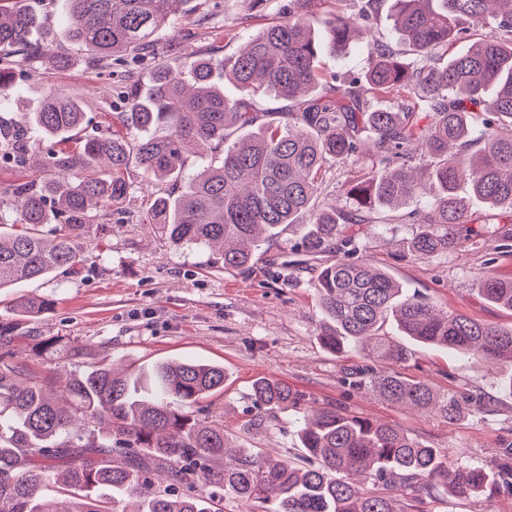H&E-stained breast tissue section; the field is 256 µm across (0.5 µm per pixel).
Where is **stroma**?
I'll return each mask as SVG.
<instances>
[{
	"instance_id": "35a3bbf8",
	"label": "stroma",
	"mask_w": 512,
	"mask_h": 512,
	"mask_svg": "<svg viewBox=\"0 0 512 512\" xmlns=\"http://www.w3.org/2000/svg\"><path fill=\"white\" fill-rule=\"evenodd\" d=\"M289 0H190L172 16L162 34L164 49L121 66L113 60L89 62L66 36L63 0H38L50 31L51 52L71 57L64 69L31 59L16 67L23 95L58 90L83 103L84 135L117 127L125 97L158 67L180 71L197 54L233 55L249 34L287 14ZM372 55L370 42L355 41L347 54L324 49L320 69L327 80L363 76ZM133 185L121 209L104 211L90 228L81 271L0 290V320H17V349L32 337H57L64 346L48 359L33 358L35 371L62 374L98 362L117 361L149 368L172 360L220 364L224 388L204 398L202 407L223 421L235 447L256 448L291 460L298 448L301 414L284 409L258 430L249 429L255 378L270 375L304 391L318 406H334L394 424L432 447L449 464L495 468L501 449L512 446V363L478 368L469 356L443 348L410 344L401 372L457 397L490 401L485 412H468L454 423L386 403L352 388L345 370L360 363L358 352L339 357L320 343L323 315L314 290L319 270L299 250L297 228L262 243L248 270H228L208 248L171 247L144 216L153 196L176 192L175 183L141 186L142 171L131 167ZM470 213L484 236L466 240L448 254L421 259L410 242L417 226L410 206L388 209L375 223L357 225L356 258L386 270L406 294H423L439 306L467 313L493 326L512 328V311L478 295L482 271L512 276V224L499 221L496 208L472 202ZM50 299L51 310L19 320L13 305L22 295ZM435 512H512V494L494 501L482 496L440 497Z\"/></svg>"
}]
</instances>
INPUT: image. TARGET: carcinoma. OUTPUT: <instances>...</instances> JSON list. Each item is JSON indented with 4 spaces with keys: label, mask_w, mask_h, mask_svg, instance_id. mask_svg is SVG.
<instances>
[{
    "label": "carcinoma",
    "mask_w": 512,
    "mask_h": 512,
    "mask_svg": "<svg viewBox=\"0 0 512 512\" xmlns=\"http://www.w3.org/2000/svg\"><path fill=\"white\" fill-rule=\"evenodd\" d=\"M190 0H67L66 32L94 60L138 55ZM379 0L352 12L336 10L329 41L345 53L366 32ZM398 0L396 40L416 56L406 64L389 44L376 42L363 84L318 94L321 41L312 31L315 0H291L288 18L263 26L227 58L189 62L187 75L156 70L152 83L127 95L117 119L125 132L82 136L81 104L61 92L43 96L28 113L27 130L69 148L42 155L38 180L0 192L11 205L12 230L0 231V289L81 269L83 240L98 213L123 203L136 164L149 182L177 181L170 198H155L148 223L174 248L218 250L226 269H245L260 243L288 226L301 227L302 251L315 257L345 248L355 224L370 223L378 207L394 208L431 195L416 223L423 229L411 252L426 259L462 237L481 235L469 205L457 194L503 210L512 224V0ZM484 35L441 62L439 51L471 29ZM44 37L35 9L0 4V53L42 55L52 68L65 56L38 49ZM242 95L224 96V81ZM253 88L297 106L287 122L257 123ZM24 107L11 63L0 64V106ZM432 114L419 126L414 108ZM480 119L482 129L475 130ZM164 124L168 133L157 136ZM374 134L371 159L359 152V130ZM420 146L426 180L407 159ZM207 148L215 163L191 174V155ZM0 155L30 168L38 151L28 136L0 119ZM362 174L347 186L348 216L315 206L319 177L332 162ZM324 317L322 343L336 355L355 348L367 364L350 380L380 398L452 423L472 400L438 392L394 369L407 361L405 345L379 336L389 319L410 339L472 357L477 364L512 359V328L466 313L441 312L426 298L407 296L382 269L343 255L325 265L315 284ZM483 300L512 310V278L492 271L480 281ZM23 316L51 308L42 296L16 301ZM15 326L0 321V512H431L440 489L494 497L493 474L482 467H449L441 451L381 420L335 407H304L305 395L272 376L252 385L249 425L286 408H305L298 439L303 464L251 450H231L224 424L199 406L224 388V367L177 361L151 370L118 371L99 363L65 379L35 372L12 348ZM62 340L31 346L47 358Z\"/></svg>",
    "instance_id": "obj_1"
}]
</instances>
